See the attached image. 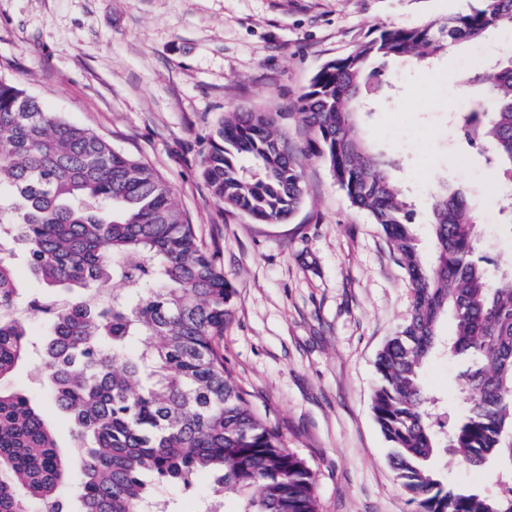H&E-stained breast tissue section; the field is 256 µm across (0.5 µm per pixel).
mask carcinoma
<instances>
[{"instance_id": "cac0c4a2", "label": "carcinoma", "mask_w": 512, "mask_h": 512, "mask_svg": "<svg viewBox=\"0 0 512 512\" xmlns=\"http://www.w3.org/2000/svg\"><path fill=\"white\" fill-rule=\"evenodd\" d=\"M512 25V0L414 27L380 31L325 63L299 98L298 124L351 204L388 238L412 288L407 321L376 360L372 408L389 464L414 512H512V487L489 496L448 481L440 453L482 468L512 457V271L477 255L465 195L443 183L426 260L389 164L361 130L384 96L381 68L431 66L460 42ZM475 90L465 142L488 145L500 192L512 197V53L462 76ZM263 108L229 112L200 152L199 171L224 210L284 224L301 206L296 150ZM0 512H149L154 484L199 475L232 493L239 512H318L315 479L224 365L234 289L219 251L203 243L174 190L149 163L48 112L0 77ZM51 300H23L14 256ZM24 306L42 316L36 369L83 449L71 470L44 411L10 385L33 343ZM449 315L454 335L438 327ZM458 360L464 418L434 409L422 384L430 356Z\"/></svg>"}]
</instances>
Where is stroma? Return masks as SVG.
Masks as SVG:
<instances>
[{
  "instance_id": "35a3bbf8",
  "label": "stroma",
  "mask_w": 512,
  "mask_h": 512,
  "mask_svg": "<svg viewBox=\"0 0 512 512\" xmlns=\"http://www.w3.org/2000/svg\"><path fill=\"white\" fill-rule=\"evenodd\" d=\"M481 0H0V75L48 111L111 140L153 165L200 236L215 246L234 288L220 341L224 363L252 404L278 426L315 475L319 512H412L395 479L372 411L378 351L409 316L411 292L392 247L369 214L351 205L326 164L302 157L305 198L285 224L226 213L202 181L198 160L224 113H280L297 148L292 117L303 89L328 61L378 30L440 21ZM512 50V27L457 45L424 75L388 67L398 92L363 120L373 149L407 193L413 231L432 258L430 212L440 183L466 193L478 252L494 272L512 266V226L487 154L459 129L473 96L459 78ZM458 368L444 354L422 380L463 417ZM14 382L51 418L57 443L79 462L69 425L22 365ZM438 468L457 484L498 494L512 463L477 470L453 457Z\"/></svg>"
}]
</instances>
